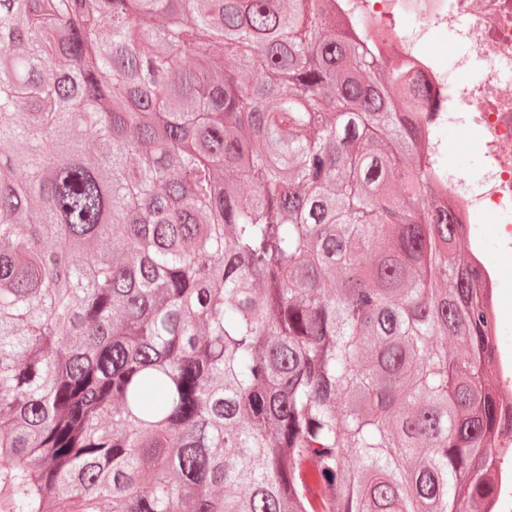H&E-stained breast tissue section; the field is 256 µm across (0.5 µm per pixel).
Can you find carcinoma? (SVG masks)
Instances as JSON below:
<instances>
[{"instance_id": "cac0c4a2", "label": "carcinoma", "mask_w": 512, "mask_h": 512, "mask_svg": "<svg viewBox=\"0 0 512 512\" xmlns=\"http://www.w3.org/2000/svg\"><path fill=\"white\" fill-rule=\"evenodd\" d=\"M409 68L333 0H0L12 512H482L509 424Z\"/></svg>"}]
</instances>
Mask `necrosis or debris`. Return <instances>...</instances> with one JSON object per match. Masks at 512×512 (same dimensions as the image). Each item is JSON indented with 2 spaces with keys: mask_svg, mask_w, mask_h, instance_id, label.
I'll use <instances>...</instances> for the list:
<instances>
[{
  "mask_svg": "<svg viewBox=\"0 0 512 512\" xmlns=\"http://www.w3.org/2000/svg\"><path fill=\"white\" fill-rule=\"evenodd\" d=\"M344 25L376 41L385 63L410 64L428 90L417 121L424 132L425 158H443L437 131L449 120L461 119L481 136L483 169L477 181L448 176L440 192L463 238L476 239L474 219L484 215L499 221L501 241H512V0H336ZM454 34L469 52L456 77H449L438 53L428 51L433 32ZM481 64V79L470 75ZM474 275L489 310L500 302V288L512 283V264H492L483 252L471 250Z\"/></svg>",
  "mask_w": 512,
  "mask_h": 512,
  "instance_id": "4bbe7bcc",
  "label": "necrosis or debris"
}]
</instances>
